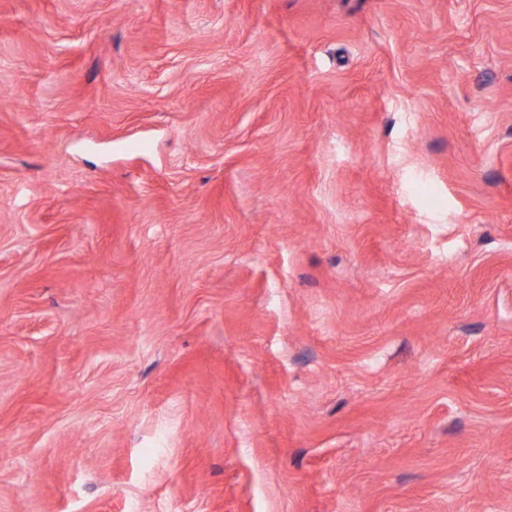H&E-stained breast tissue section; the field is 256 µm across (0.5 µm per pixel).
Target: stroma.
<instances>
[{"mask_svg":"<svg viewBox=\"0 0 512 512\" xmlns=\"http://www.w3.org/2000/svg\"><path fill=\"white\" fill-rule=\"evenodd\" d=\"M0 512H512V0H0Z\"/></svg>","mask_w":512,"mask_h":512,"instance_id":"stroma-1","label":"stroma"}]
</instances>
